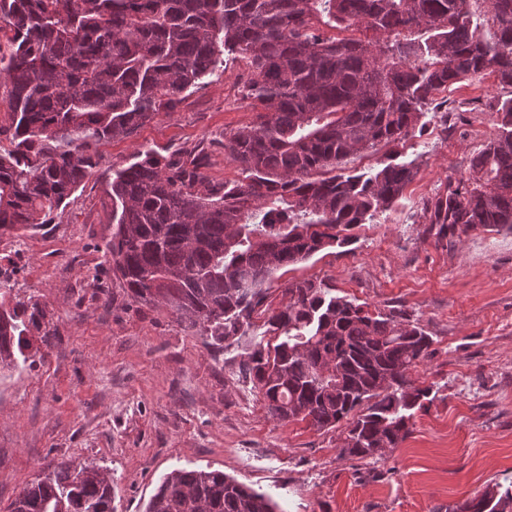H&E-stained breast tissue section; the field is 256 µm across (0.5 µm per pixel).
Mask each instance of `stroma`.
<instances>
[{
    "label": "stroma",
    "instance_id": "obj_1",
    "mask_svg": "<svg viewBox=\"0 0 512 512\" xmlns=\"http://www.w3.org/2000/svg\"><path fill=\"white\" fill-rule=\"evenodd\" d=\"M244 62L187 92L124 139L92 149L99 165L73 201L37 229L0 235L12 293L45 306L54 334L32 336L33 366L0 377V512L51 463L99 465L115 482V512H144L163 477L211 468L271 495L282 512H448L487 483L512 485V230L436 240L426 201L467 175L498 132L490 99L512 89L495 75L436 96L403 160L418 173L399 203L267 284L279 304L289 281L318 279L337 295L412 314L433 337L412 371L432 400L410 435L373 461L340 452L342 429L272 418L242 371L267 342L262 317L217 350L169 310L123 295L104 256L112 236L113 172L147 147L176 160L205 148L213 182L243 180L224 136L257 119L241 87Z\"/></svg>",
    "mask_w": 512,
    "mask_h": 512
}]
</instances>
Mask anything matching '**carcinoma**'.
Listing matches in <instances>:
<instances>
[{
	"instance_id": "obj_1",
	"label": "carcinoma",
	"mask_w": 512,
	"mask_h": 512,
	"mask_svg": "<svg viewBox=\"0 0 512 512\" xmlns=\"http://www.w3.org/2000/svg\"><path fill=\"white\" fill-rule=\"evenodd\" d=\"M472 0H0V232L52 223L98 165L73 132L126 138L190 88L243 60L256 123L224 135L247 182H211L200 149L179 161L151 149L112 174L105 256L131 300L166 307L210 345L265 316L277 344H257L243 373L268 413L318 430L344 422L341 454L375 459L409 435L431 393L411 372L432 338L404 310L369 309L324 281L284 288L264 306L279 270L392 209L415 161L337 173L349 154L397 145L437 92L494 74L512 87V0H491L488 41ZM359 33L337 37L325 29ZM421 30L422 40L403 39ZM499 134L468 175L426 203L437 238L478 227L512 229V97L489 103ZM39 302L0 301V373L35 359L28 334L49 336ZM279 512L264 492L219 470L177 469L145 512ZM10 512H114L112 476L91 463L48 465ZM448 512H512V488L487 484Z\"/></svg>"
}]
</instances>
